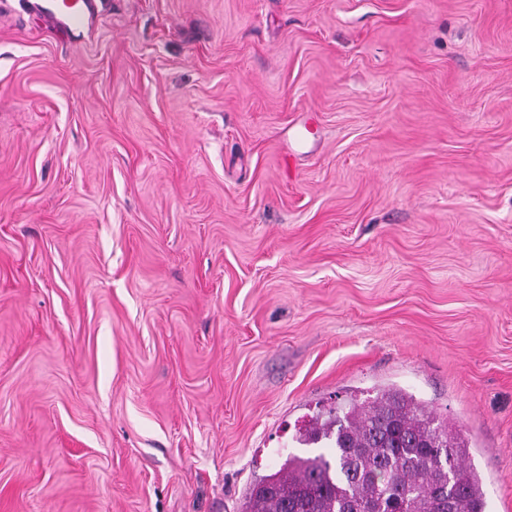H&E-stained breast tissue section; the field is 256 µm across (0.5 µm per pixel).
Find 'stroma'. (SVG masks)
Returning <instances> with one entry per match:
<instances>
[{
	"instance_id": "35a3bbf8",
	"label": "stroma",
	"mask_w": 512,
	"mask_h": 512,
	"mask_svg": "<svg viewBox=\"0 0 512 512\" xmlns=\"http://www.w3.org/2000/svg\"><path fill=\"white\" fill-rule=\"evenodd\" d=\"M38 2L0 0V512H241L388 384L512 512V0ZM92 0H50L54 2L42 7L45 15L54 22H65L68 26L80 28L84 25Z\"/></svg>"
}]
</instances>
